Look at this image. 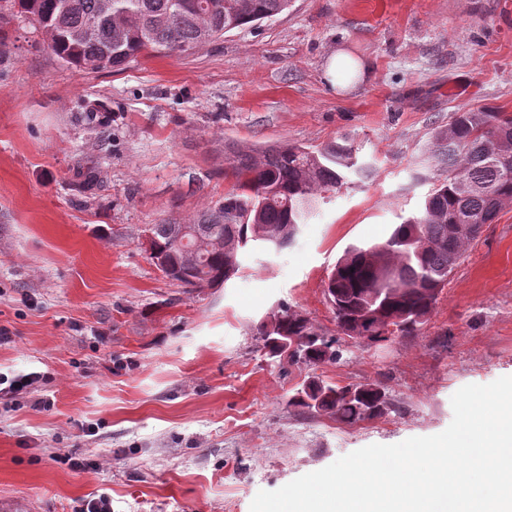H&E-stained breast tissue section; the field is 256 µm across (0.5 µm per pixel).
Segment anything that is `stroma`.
I'll return each mask as SVG.
<instances>
[{"label":"stroma","instance_id":"1","mask_svg":"<svg viewBox=\"0 0 512 512\" xmlns=\"http://www.w3.org/2000/svg\"><path fill=\"white\" fill-rule=\"evenodd\" d=\"M338 50L361 65L341 91L324 79ZM482 105L512 112V0H292L116 72L66 67L27 22L0 23V377L41 375L26 397L0 395V501L250 512L259 491L362 447L442 432L458 389L512 376V206L468 246L418 335L343 341L339 360L309 368L269 360L257 334L285 304L335 335L338 258L419 209L432 130ZM344 137L372 175L287 248H246L213 288L180 287L150 261L145 225L192 223L223 197L225 145ZM92 163L100 182L83 198L71 184ZM313 377L381 382L391 405L355 424L289 407Z\"/></svg>","mask_w":512,"mask_h":512}]
</instances>
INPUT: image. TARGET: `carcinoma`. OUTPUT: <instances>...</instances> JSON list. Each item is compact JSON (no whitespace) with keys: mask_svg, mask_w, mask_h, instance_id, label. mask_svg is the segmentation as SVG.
<instances>
[{"mask_svg":"<svg viewBox=\"0 0 512 512\" xmlns=\"http://www.w3.org/2000/svg\"><path fill=\"white\" fill-rule=\"evenodd\" d=\"M290 0H0V20L22 18L40 29L65 65L97 72L118 71L138 57L186 53L225 33L270 20ZM231 187L194 224H149L145 229L165 264L164 277L183 288L219 285L240 270L249 246L286 248L299 225L321 202L350 188L351 176L366 177L349 140L313 150L286 142L260 150L227 147ZM433 187L419 210L396 225L385 242L351 246L337 260L326 284L337 332L370 346L390 337L412 336L426 324L465 245L495 223L512 204V113L473 107L448 115L433 130ZM188 231L193 248L180 246ZM270 359L285 355L284 341H299L293 363L333 362L339 350L319 345L329 338L310 319L282 306L261 325ZM289 405L355 423L384 413L385 389L312 380Z\"/></svg>","mask_w":512,"mask_h":512,"instance_id":"cac0c4a2","label":"carcinoma"}]
</instances>
